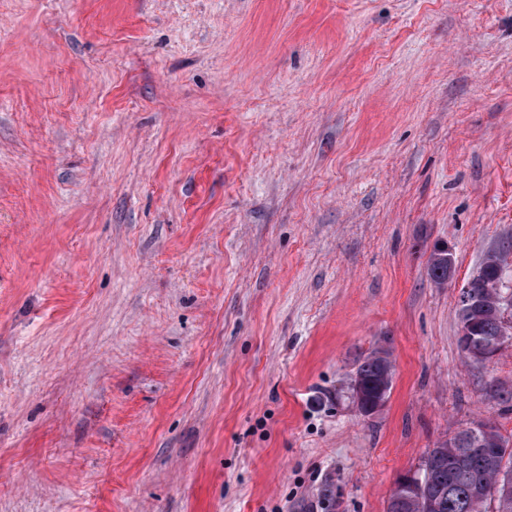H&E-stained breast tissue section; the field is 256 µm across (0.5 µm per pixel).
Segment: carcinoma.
Here are the masks:
<instances>
[{
    "label": "carcinoma",
    "mask_w": 512,
    "mask_h": 512,
    "mask_svg": "<svg viewBox=\"0 0 512 512\" xmlns=\"http://www.w3.org/2000/svg\"><path fill=\"white\" fill-rule=\"evenodd\" d=\"M499 256L486 257L477 272L461 291L458 317L472 319L473 334L484 341L500 336L502 321L490 307L499 294ZM430 280L443 285L451 272L448 262L429 257ZM393 364L391 354L377 349L357 361L354 381L358 382L366 401L374 403L389 398L393 378H384L387 366ZM427 456L429 468L423 470V480L433 496V507L415 495L410 499L396 488L388 499L387 512H512V441L494 431L482 440L470 439L469 429L448 439V446H437Z\"/></svg>",
    "instance_id": "1"
}]
</instances>
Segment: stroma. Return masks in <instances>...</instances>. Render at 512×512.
I'll list each match as a JSON object with an SVG mask.
<instances>
[{"label":"stroma","mask_w":512,"mask_h":512,"mask_svg":"<svg viewBox=\"0 0 512 512\" xmlns=\"http://www.w3.org/2000/svg\"><path fill=\"white\" fill-rule=\"evenodd\" d=\"M492 250L512 0H0V512H386L512 439V342L458 346ZM434 253L437 259L448 261H438L434 258L433 253H431L428 260V276L433 283L443 285L448 282V278L452 273V270L450 272L448 271V263L452 260L453 253L447 246L435 247ZM390 365V366H389ZM393 361L388 351L377 349L362 355L357 361V367L354 372V382L352 379L349 384L351 398L360 414L365 415L368 412L380 410L387 401L392 388L394 372L390 378L384 379V374L391 373ZM363 388V389H362ZM364 390V393H363ZM375 403L376 404H369ZM383 400V401H380Z\"/></svg>","instance_id":"1"}]
</instances>
